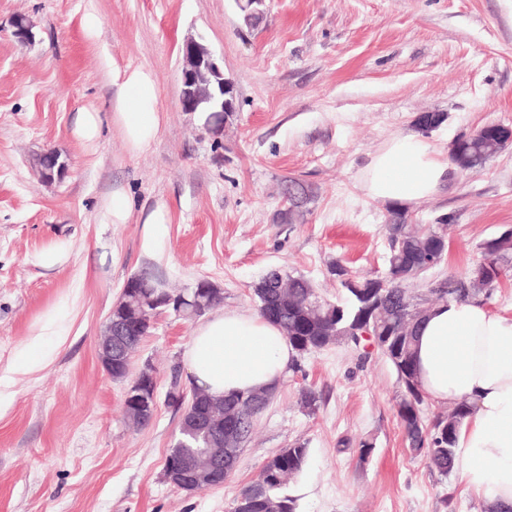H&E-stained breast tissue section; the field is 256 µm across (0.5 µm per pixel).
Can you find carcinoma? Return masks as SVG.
<instances>
[{
  "instance_id": "obj_1",
  "label": "carcinoma",
  "mask_w": 512,
  "mask_h": 512,
  "mask_svg": "<svg viewBox=\"0 0 512 512\" xmlns=\"http://www.w3.org/2000/svg\"><path fill=\"white\" fill-rule=\"evenodd\" d=\"M446 119L440 112H421L414 124L419 132L427 134ZM506 134V126L490 124L476 138L458 137L450 148L454 171L464 174L482 168L503 152L502 139ZM310 196L309 187L291 177L284 192V206L305 204ZM447 229L446 216L438 218L436 226L421 230L408 223L402 208H393L385 225L388 256L384 277L356 276L351 283L341 260L330 263L329 272L336 276L346 294L343 303L325 299L304 276L279 270L268 272L260 280L262 287L254 289L258 312L281 328L300 356L341 343L356 349L369 342L375 344V350L390 363L400 385L397 415L409 449L424 455L445 476L452 471L457 432L470 412V405L463 400L446 412L426 415L427 398L414 367L417 329L428 310L440 302L490 300L501 279L512 270V228H506L478 245L479 258L465 271L425 280L430 268L425 266L424 257L447 239ZM134 277V292L124 295L131 308L120 318L127 332L141 340L151 332L152 320L138 315L135 309H155L156 302L172 290L147 270ZM422 280L424 287L412 288ZM184 296L185 312L192 318L218 305L204 280L184 292ZM247 397L242 393L224 398V413H233L238 428L248 439L256 418L266 406H251L243 402ZM213 439L210 432L185 438L182 444L171 446L165 465L176 467L186 458L203 456ZM308 457V448L303 444L275 453L263 465L258 479L241 491L234 504L246 503L245 512H297V500L285 494L284 488L288 478L304 471Z\"/></svg>"
}]
</instances>
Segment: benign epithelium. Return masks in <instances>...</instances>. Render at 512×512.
Instances as JSON below:
<instances>
[{"instance_id": "1", "label": "benign epithelium", "mask_w": 512, "mask_h": 512, "mask_svg": "<svg viewBox=\"0 0 512 512\" xmlns=\"http://www.w3.org/2000/svg\"><path fill=\"white\" fill-rule=\"evenodd\" d=\"M13 35L25 43L32 42V26L25 16L18 15L14 18ZM181 57L182 111L205 116L202 128L210 135L215 127L224 126V119L232 117L233 113L238 111L235 81L225 75L223 62L201 37L185 41ZM38 165L41 177L47 183L61 178L68 168L67 161L54 149L38 154ZM128 346L129 341L123 336L121 324L110 317L107 318L105 330L98 337L96 344L98 361L107 374H112V365L122 360ZM151 380L152 376L145 371L125 391V399L143 412L157 405V392L156 388L152 387ZM177 401L187 405L189 424H205L219 432V436L209 457L188 460L182 468L166 469L165 479L188 493L216 486L227 477L224 444L231 445L240 441L241 433L237 428L224 430V402H214L211 411L201 416L194 411V402L188 401L185 392L177 394Z\"/></svg>"}]
</instances>
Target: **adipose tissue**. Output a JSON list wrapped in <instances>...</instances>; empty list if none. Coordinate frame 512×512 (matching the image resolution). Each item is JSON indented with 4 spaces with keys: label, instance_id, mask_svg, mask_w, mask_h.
Returning a JSON list of instances; mask_svg holds the SVG:
<instances>
[{
    "label": "adipose tissue",
    "instance_id": "ef3b65f1",
    "mask_svg": "<svg viewBox=\"0 0 512 512\" xmlns=\"http://www.w3.org/2000/svg\"><path fill=\"white\" fill-rule=\"evenodd\" d=\"M112 117L131 153L155 141L162 121L152 72L112 75ZM451 164L418 133L387 140L360 175L370 198L396 206L439 193ZM294 352L281 329L259 313L224 312L195 329L185 357L194 385L216 396L273 389ZM417 379L437 404L468 400L454 470L489 512H512V314L476 300L433 306L415 343Z\"/></svg>",
    "mask_w": 512,
    "mask_h": 512
}]
</instances>
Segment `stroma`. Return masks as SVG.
<instances>
[{
    "label": "stroma",
    "mask_w": 512,
    "mask_h": 512,
    "mask_svg": "<svg viewBox=\"0 0 512 512\" xmlns=\"http://www.w3.org/2000/svg\"><path fill=\"white\" fill-rule=\"evenodd\" d=\"M94 2L91 38L85 0H0V512H229L296 443L309 450L287 489L298 512H486L456 474L409 450L390 365L344 344L295 359L223 486L178 490L163 476L180 420L166 395L172 374L190 384L196 321L160 316L132 355V373L153 368L159 395L143 428L126 422L127 385L102 370L96 342L126 280L145 269L178 289L210 280L224 312L255 311L253 286L275 267L332 301L343 296L332 260L383 275L389 208L365 195L359 172L421 112L445 114L428 135L443 153L484 125L512 126V0H267L255 29L234 0ZM18 14L34 24L32 45L9 34ZM198 36L240 105L218 160L179 103L180 47ZM127 66L153 72L163 116L139 154L111 118L112 70ZM90 105L103 119L93 146L72 134ZM46 147L70 160L51 184L32 165ZM291 177L312 191L302 224L275 220ZM117 190L127 219L102 223ZM160 204L168 222L149 251L143 221ZM442 215L451 224L436 272L464 271L480 242L512 226V149L407 207L423 229ZM50 251L62 258L47 268ZM306 388L315 409L300 402Z\"/></svg>",
    "instance_id": "1"
}]
</instances>
